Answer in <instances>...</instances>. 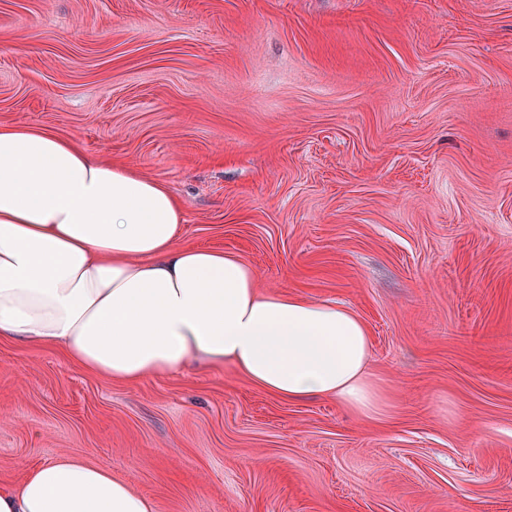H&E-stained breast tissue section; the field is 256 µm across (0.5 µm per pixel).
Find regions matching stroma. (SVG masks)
Here are the masks:
<instances>
[{
  "mask_svg": "<svg viewBox=\"0 0 512 512\" xmlns=\"http://www.w3.org/2000/svg\"><path fill=\"white\" fill-rule=\"evenodd\" d=\"M0 124L133 165L179 244L354 310L390 394L367 419L0 340V486L69 454L156 512H512V0H0Z\"/></svg>",
  "mask_w": 512,
  "mask_h": 512,
  "instance_id": "1",
  "label": "stroma"
}]
</instances>
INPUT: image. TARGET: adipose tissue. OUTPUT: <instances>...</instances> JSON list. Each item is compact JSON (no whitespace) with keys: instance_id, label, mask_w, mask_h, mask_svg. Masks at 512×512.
<instances>
[{"instance_id":"1","label":"adipose tissue","mask_w":512,"mask_h":512,"mask_svg":"<svg viewBox=\"0 0 512 512\" xmlns=\"http://www.w3.org/2000/svg\"><path fill=\"white\" fill-rule=\"evenodd\" d=\"M182 202L160 180L35 126H0V340L57 347L84 371L137 382L193 359L232 363L297 401L361 416L386 398L361 318L331 302L261 291L242 257L179 246ZM0 512H155L79 456L0 488Z\"/></svg>"}]
</instances>
